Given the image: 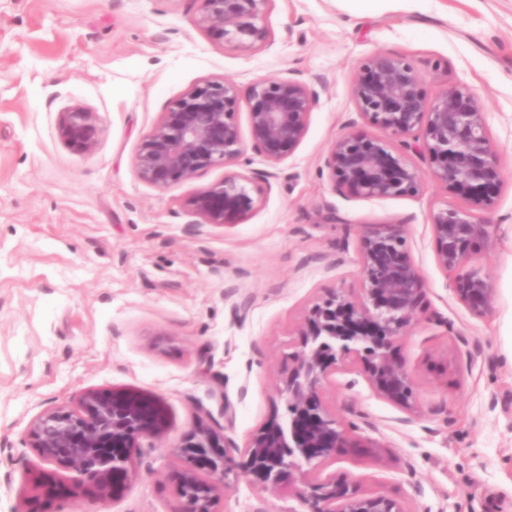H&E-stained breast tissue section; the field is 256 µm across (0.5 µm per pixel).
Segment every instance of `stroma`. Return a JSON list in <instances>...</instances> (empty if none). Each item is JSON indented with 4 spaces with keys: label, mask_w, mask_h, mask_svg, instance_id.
<instances>
[{
    "label": "stroma",
    "mask_w": 512,
    "mask_h": 512,
    "mask_svg": "<svg viewBox=\"0 0 512 512\" xmlns=\"http://www.w3.org/2000/svg\"><path fill=\"white\" fill-rule=\"evenodd\" d=\"M200 0H0V512H21L54 473L29 426L89 390L157 400L162 437L107 503L56 493L44 512H178L171 450L204 424L243 446L273 415L308 309L358 287L372 224L405 225L425 280L424 312L396 344L410 408L379 396L359 365L338 366L323 399L360 447L318 478L384 493L404 512H512V0H273L270 44L249 53L199 22ZM377 53L405 57L427 98L461 83L480 101L502 183L476 218L493 235L469 255L495 290L472 314L436 260L431 215L467 200L435 182L373 200L335 192L325 158L345 131L373 137L351 87ZM296 78L319 98L302 143L268 164L250 147V89ZM238 89L246 144L231 167L159 189L136 154L176 99L208 80ZM93 113L88 154L62 138L65 112ZM269 170L240 224L196 226L194 194ZM218 512H301L242 475Z\"/></svg>",
    "instance_id": "stroma-1"
}]
</instances>
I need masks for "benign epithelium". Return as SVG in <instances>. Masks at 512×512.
I'll return each instance as SVG.
<instances>
[{
	"label": "benign epithelium",
	"mask_w": 512,
	"mask_h": 512,
	"mask_svg": "<svg viewBox=\"0 0 512 512\" xmlns=\"http://www.w3.org/2000/svg\"><path fill=\"white\" fill-rule=\"evenodd\" d=\"M273 0H201L199 22L235 48L249 52L267 45L264 24ZM359 113L383 131L382 137L340 134L325 158L333 189L341 194L384 200L418 194L426 179L463 194L476 210L495 207L502 178L486 112L464 86H451L435 99L403 57L371 56L352 85ZM317 93L295 78L262 77L251 86L250 135L268 162L292 153L307 133ZM238 91L229 81H207L175 100L162 121L142 141L136 157L139 177L158 188L193 179L200 171L227 167L242 155L235 119ZM64 139L77 151L96 145L93 113L77 108L61 123ZM394 138L429 161L424 171L392 146ZM273 174L224 179L189 200L199 224L226 226L246 220L260 202L259 183ZM431 225L437 262L454 274L457 299L476 316L491 309L494 288L469 266L474 243L490 238L494 225L473 220L456 207L434 211ZM360 288H339L309 311L297 330L295 365L279 389L286 416L274 417L249 437L240 456L221 447V437L199 426L174 453L180 512H215L230 478L245 471L265 489L286 491L304 512H404L384 494L363 495L347 481L313 477L324 462L359 444L340 428L323 399L336 366L359 364L382 397L410 407L411 376L393 356L395 342L408 334L422 313L425 283L412 259L402 224H375L360 241ZM166 431L161 410L127 393L89 390L77 407L57 406L40 413L29 434L43 462L66 473L71 495L105 504L134 471V450L145 438Z\"/></svg>",
	"instance_id": "7a95c632"
}]
</instances>
